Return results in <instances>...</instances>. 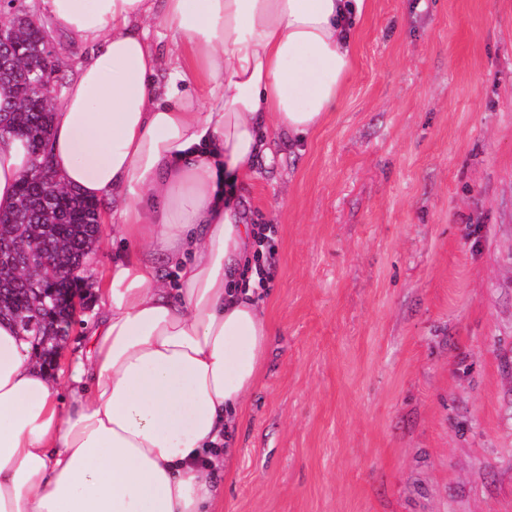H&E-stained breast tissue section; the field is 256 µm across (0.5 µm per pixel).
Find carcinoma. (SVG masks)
I'll list each match as a JSON object with an SVG mask.
<instances>
[{"instance_id":"1","label":"carcinoma","mask_w":512,"mask_h":512,"mask_svg":"<svg viewBox=\"0 0 512 512\" xmlns=\"http://www.w3.org/2000/svg\"><path fill=\"white\" fill-rule=\"evenodd\" d=\"M11 35L0 43V124L28 144L29 179L17 187L16 202L0 217V247L15 254L16 263L0 268V319L25 317L33 329L25 332L45 358L61 346L69 326V299L83 287L70 275L72 268L94 254L99 244L98 206L78 193L56 187L55 203L43 202L44 179L36 156L46 144L56 99L37 89L42 54L51 32L34 11L9 22ZM44 254L57 264L54 298L41 299L29 279V256Z\"/></svg>"}]
</instances>
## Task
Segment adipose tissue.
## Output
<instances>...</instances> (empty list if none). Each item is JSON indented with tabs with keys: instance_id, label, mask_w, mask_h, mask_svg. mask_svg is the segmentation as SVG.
I'll return each mask as SVG.
<instances>
[{
	"instance_id": "1",
	"label": "adipose tissue",
	"mask_w": 512,
	"mask_h": 512,
	"mask_svg": "<svg viewBox=\"0 0 512 512\" xmlns=\"http://www.w3.org/2000/svg\"><path fill=\"white\" fill-rule=\"evenodd\" d=\"M364 0H43L83 49L48 165L125 252L67 382L0 321V512H223L224 441L272 327L232 287L255 232L222 194L337 111ZM31 158L0 137V213ZM174 273L165 281L164 270Z\"/></svg>"
}]
</instances>
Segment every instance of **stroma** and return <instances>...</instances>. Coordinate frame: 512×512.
I'll use <instances>...</instances> for the list:
<instances>
[{
  "label": "stroma",
  "instance_id": "35a3bbf8",
  "mask_svg": "<svg viewBox=\"0 0 512 512\" xmlns=\"http://www.w3.org/2000/svg\"><path fill=\"white\" fill-rule=\"evenodd\" d=\"M364 4L340 108L236 184L278 263L224 512H512V0Z\"/></svg>",
  "mask_w": 512,
  "mask_h": 512
}]
</instances>
